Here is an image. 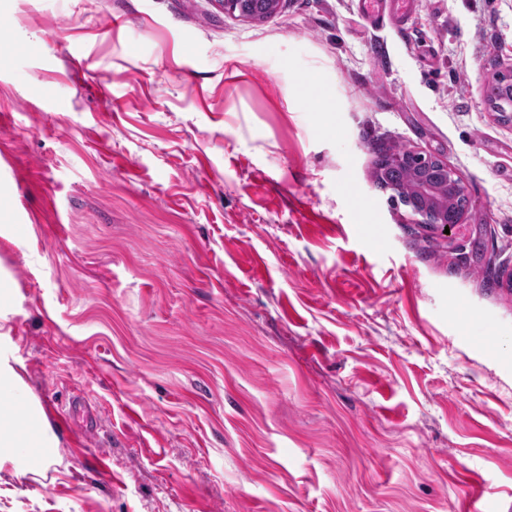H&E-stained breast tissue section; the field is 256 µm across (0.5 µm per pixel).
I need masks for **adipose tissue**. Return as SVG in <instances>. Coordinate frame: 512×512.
I'll use <instances>...</instances> for the list:
<instances>
[{
    "mask_svg": "<svg viewBox=\"0 0 512 512\" xmlns=\"http://www.w3.org/2000/svg\"><path fill=\"white\" fill-rule=\"evenodd\" d=\"M20 368L19 361L0 355V394H9L13 399L9 407H0V447H57V439L44 423L37 400Z\"/></svg>",
    "mask_w": 512,
    "mask_h": 512,
    "instance_id": "adipose-tissue-1",
    "label": "adipose tissue"
}]
</instances>
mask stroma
Wrapping results in <instances>:
<instances>
[{
  "mask_svg": "<svg viewBox=\"0 0 512 512\" xmlns=\"http://www.w3.org/2000/svg\"><path fill=\"white\" fill-rule=\"evenodd\" d=\"M499 74L512 0H0V354L47 421L96 404L0 447V512H512ZM405 148L450 234L374 185ZM405 159L413 166L417 187L416 196L411 197L404 204L422 216L427 224H437L442 232L445 227H449V231H451L453 227L461 223L467 203L461 179L448 167L447 162L431 154L412 150L410 156L404 157ZM448 196L455 200L461 199L462 204L450 222L448 220L451 208H448ZM425 211L433 215L431 220L425 215ZM440 213L443 215V219H441Z\"/></svg>",
  "mask_w": 512,
  "mask_h": 512,
  "instance_id": "obj_1",
  "label": "stroma"
}]
</instances>
